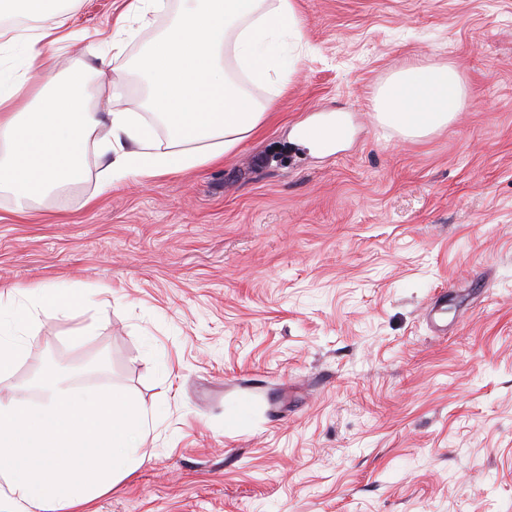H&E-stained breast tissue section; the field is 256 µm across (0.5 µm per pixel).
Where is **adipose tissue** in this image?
<instances>
[{
  "label": "adipose tissue",
  "instance_id": "adipose-tissue-1",
  "mask_svg": "<svg viewBox=\"0 0 512 512\" xmlns=\"http://www.w3.org/2000/svg\"><path fill=\"white\" fill-rule=\"evenodd\" d=\"M66 0H0V190L22 214L45 194L78 182L88 149L106 158L105 186L148 181L217 163L273 119L301 45L295 0H124L108 40L66 30ZM169 22L136 59L147 122L125 109L97 112L85 103L96 83L120 91L114 60L134 24ZM75 55L61 76L53 56ZM468 92L449 65L414 63L376 95V119L408 138L448 126ZM145 111V112H146ZM27 314L0 310V375L21 358ZM153 416L120 389L76 399L49 378L41 402L0 400V504L10 512H80L111 492L138 465Z\"/></svg>",
  "mask_w": 512,
  "mask_h": 512
}]
</instances>
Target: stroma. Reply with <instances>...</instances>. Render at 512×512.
<instances>
[{
  "instance_id": "35a3bbf8",
  "label": "stroma",
  "mask_w": 512,
  "mask_h": 512,
  "mask_svg": "<svg viewBox=\"0 0 512 512\" xmlns=\"http://www.w3.org/2000/svg\"><path fill=\"white\" fill-rule=\"evenodd\" d=\"M122 0H73L109 38ZM275 118L218 165L12 211L0 305L32 311L0 399L124 389L142 464L88 512H512V0H295ZM469 95L411 140L380 85L414 59ZM326 117L327 152L297 130ZM86 293L41 306L34 286Z\"/></svg>"
}]
</instances>
